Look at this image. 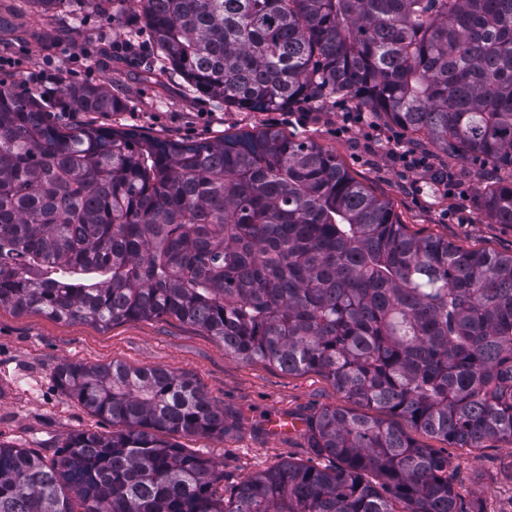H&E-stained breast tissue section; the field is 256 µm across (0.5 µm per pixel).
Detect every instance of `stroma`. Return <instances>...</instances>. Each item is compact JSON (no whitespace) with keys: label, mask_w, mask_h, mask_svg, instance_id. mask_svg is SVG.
<instances>
[{"label":"stroma","mask_w":512,"mask_h":512,"mask_svg":"<svg viewBox=\"0 0 512 512\" xmlns=\"http://www.w3.org/2000/svg\"><path fill=\"white\" fill-rule=\"evenodd\" d=\"M141 24V10L132 0H117L107 12L91 0L77 14L40 19L31 17L27 0H0V78L48 92L59 77L102 84L129 105L128 111L108 117L57 114V123L67 127L105 125L190 141L277 129L335 155L351 177L389 204L408 234L442 238L465 250L512 255V226L491 223L481 207L479 192L490 168L486 161H464L438 144L415 142L399 127L372 116L363 124L344 127L343 113L356 109L345 97L322 107L302 103L275 112H238L225 109L221 100L190 91L178 77L166 79L162 95L154 96L151 76L142 65L112 55L113 39ZM413 147L428 156L429 165L409 172L399 155ZM444 172L462 182L463 196L449 197L436 184V174ZM114 361L190 377L223 406V432L183 436L178 443L222 464L228 490L288 460L331 466L330 458L313 453L301 430L325 409L378 413L348 399L318 372L290 374L262 361L239 359L225 353L216 338L174 318L103 327L1 306L0 443L49 460L74 435L111 433V423L60 394L54 374L65 363ZM279 413L296 420L298 430L270 434L268 421ZM404 430L421 446L447 454L449 479L483 512H512L511 442L488 440L479 448H457L412 425Z\"/></svg>","instance_id":"35a3bbf8"}]
</instances>
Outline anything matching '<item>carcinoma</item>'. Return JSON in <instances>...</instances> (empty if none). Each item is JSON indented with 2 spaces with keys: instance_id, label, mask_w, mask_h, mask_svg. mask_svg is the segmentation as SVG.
Listing matches in <instances>:
<instances>
[{
  "instance_id": "carcinoma-1",
  "label": "carcinoma",
  "mask_w": 512,
  "mask_h": 512,
  "mask_svg": "<svg viewBox=\"0 0 512 512\" xmlns=\"http://www.w3.org/2000/svg\"><path fill=\"white\" fill-rule=\"evenodd\" d=\"M151 71L224 108L349 97L461 159L512 224V0H139ZM102 85L0 80V306L102 327L176 318L247 361L316 371L450 444L512 442V256L406 234L336 156L281 132L206 142L63 128L114 113ZM56 385L112 422L51 460L0 445V512H479L448 457L391 421L306 424L332 468L286 461L224 496L176 435L224 432L191 379L64 363Z\"/></svg>"
}]
</instances>
